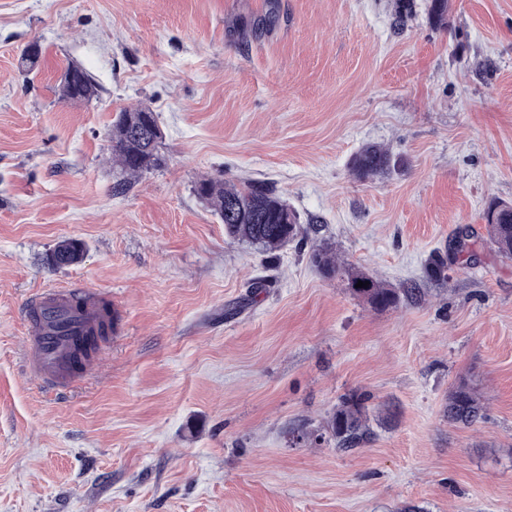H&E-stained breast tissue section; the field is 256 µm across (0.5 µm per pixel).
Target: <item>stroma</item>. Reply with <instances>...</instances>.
I'll list each match as a JSON object with an SVG mask.
<instances>
[{"instance_id": "35a3bbf8", "label": "stroma", "mask_w": 512, "mask_h": 512, "mask_svg": "<svg viewBox=\"0 0 512 512\" xmlns=\"http://www.w3.org/2000/svg\"><path fill=\"white\" fill-rule=\"evenodd\" d=\"M394 3L0 0V512H512V258L485 218L512 203V0H448L441 25L412 0L399 28ZM70 65L91 104L61 98ZM137 104L166 165L117 194L108 133ZM371 144L395 166L358 177ZM205 176L272 184L308 236L230 240ZM64 239L82 261L48 267ZM320 247L397 306L324 276ZM47 288L118 316L57 395L23 362ZM461 383L471 425L448 418ZM352 394L375 437L340 452Z\"/></svg>"}]
</instances>
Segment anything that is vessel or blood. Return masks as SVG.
I'll list each match as a JSON object with an SVG mask.
<instances>
[{
	"mask_svg": "<svg viewBox=\"0 0 512 512\" xmlns=\"http://www.w3.org/2000/svg\"><path fill=\"white\" fill-rule=\"evenodd\" d=\"M103 303L81 288L48 289L25 307L27 368L31 378L67 392L77 377L98 364L90 352Z\"/></svg>",
	"mask_w": 512,
	"mask_h": 512,
	"instance_id": "b4317fda",
	"label": "vessel or blood"
}]
</instances>
